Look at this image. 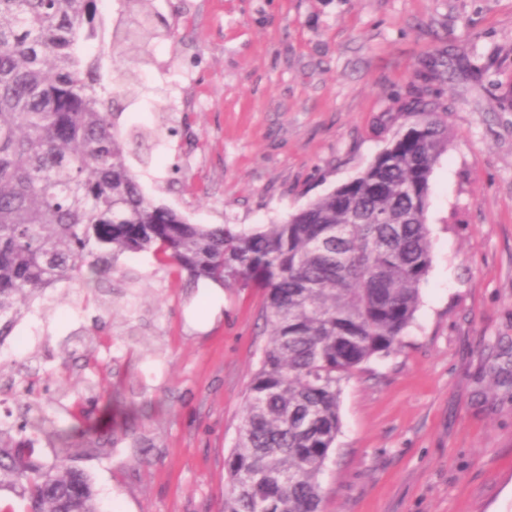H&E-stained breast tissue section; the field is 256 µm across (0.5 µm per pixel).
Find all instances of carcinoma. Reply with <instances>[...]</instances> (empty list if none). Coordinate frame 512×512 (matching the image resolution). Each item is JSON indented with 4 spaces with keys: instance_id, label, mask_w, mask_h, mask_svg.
I'll return each instance as SVG.
<instances>
[{
    "instance_id": "obj_1",
    "label": "carcinoma",
    "mask_w": 512,
    "mask_h": 512,
    "mask_svg": "<svg viewBox=\"0 0 512 512\" xmlns=\"http://www.w3.org/2000/svg\"><path fill=\"white\" fill-rule=\"evenodd\" d=\"M131 27L100 39L97 0H0V343L49 288L89 301L121 255L151 252L191 278L263 292L267 339L224 458V512H322L320 476L340 431L342 385L398 348L432 264L431 179L450 142L439 104L416 87L388 146L357 176L260 230L194 224L141 192L114 102L134 75L102 55L173 31L149 0H125ZM92 260H86V257ZM21 432L57 444L53 465L0 426V478L28 512H102L69 465L100 429L61 426L26 400Z\"/></svg>"
}]
</instances>
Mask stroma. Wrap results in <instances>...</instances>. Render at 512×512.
I'll use <instances>...</instances> for the list:
<instances>
[{
	"label": "stroma",
	"mask_w": 512,
	"mask_h": 512,
	"mask_svg": "<svg viewBox=\"0 0 512 512\" xmlns=\"http://www.w3.org/2000/svg\"><path fill=\"white\" fill-rule=\"evenodd\" d=\"M174 38L122 47L134 72L117 123L144 133V192L201 224L280 221L350 180L389 143L424 61L451 140L432 177V265L398 350L342 386L323 512H512V0H151ZM481 70L482 84L470 74ZM98 303L60 283L0 343L9 380L68 425L120 388L106 451L72 458L104 512H222L224 457L265 340L262 291L225 287L206 333L199 285L152 254L120 256ZM132 271L127 281L124 271ZM95 349L86 353L83 334Z\"/></svg>",
	"instance_id": "obj_1"
}]
</instances>
